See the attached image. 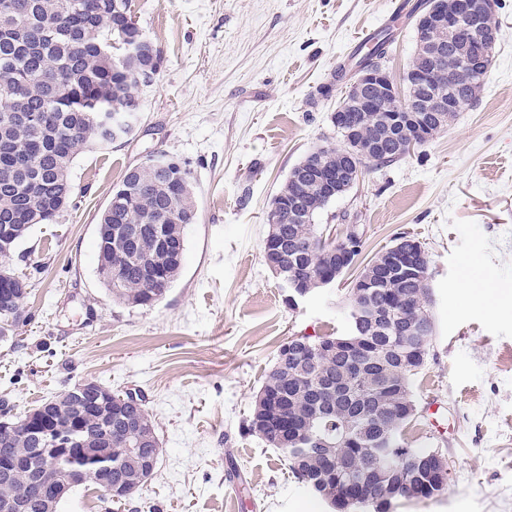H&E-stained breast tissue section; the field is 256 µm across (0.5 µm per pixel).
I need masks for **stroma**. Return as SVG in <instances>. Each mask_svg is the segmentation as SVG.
Here are the masks:
<instances>
[{
    "label": "stroma",
    "instance_id": "35a3bbf8",
    "mask_svg": "<svg viewBox=\"0 0 512 512\" xmlns=\"http://www.w3.org/2000/svg\"><path fill=\"white\" fill-rule=\"evenodd\" d=\"M400 2L133 0L161 70L137 88L133 133L75 158L67 207L9 261L31 288L0 345V399L21 416L83 380L137 390L162 451L125 504L79 487L60 512H332L246 421L281 344L346 331L348 281L288 305L263 240L291 169L342 144L331 115L346 84L332 77L349 47L391 28L385 66L402 79L416 35ZM498 21L479 102L403 160L368 167L317 218L359 225L365 256L405 232L430 259L436 335L412 379L421 422L407 435L447 458L448 490L390 512H512V0H499ZM328 82L331 96L318 95ZM156 153L188 163L196 218L166 297L130 307L98 281L96 226L124 172Z\"/></svg>",
    "mask_w": 512,
    "mask_h": 512
}]
</instances>
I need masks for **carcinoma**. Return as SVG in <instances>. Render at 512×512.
<instances>
[{"mask_svg":"<svg viewBox=\"0 0 512 512\" xmlns=\"http://www.w3.org/2000/svg\"><path fill=\"white\" fill-rule=\"evenodd\" d=\"M131 0H0V341L10 338L22 315L14 314V298L27 297L30 281L2 264L34 226L50 224L68 202L72 185L69 169L74 158L92 146L106 148L90 117L110 113L123 117L135 88L149 82L161 68L159 53L152 56L103 58L114 44L125 45L143 36L131 17ZM391 32L371 37L351 56L359 71L380 63L387 54ZM16 102L29 112L40 111L45 123L20 124L5 110ZM353 137L377 143L376 151L363 159L390 166L405 157L398 149L381 112H357ZM350 164L346 150L320 146L297 164L274 197L268 214L269 232L263 254L268 268L284 282L292 276L304 289L319 290L316 279L336 278V242L323 239L315 224L332 202L322 188L323 171ZM141 226L132 240L118 228L117 217ZM196 216L191 171L187 164L159 173L153 158L127 170L104 208L97 228V277L108 297L132 306L160 302L177 281L185 251L184 227ZM373 256L361 276L371 281L366 297L384 319L377 325L356 321L354 298L348 299L349 330L367 339L362 366L342 367L336 357L318 353L311 336H300L291 346L281 344L271 369L255 397L247 430L288 460L294 478L309 485L308 477L320 473L322 461L300 462L311 442L329 445L347 454L363 468L374 457L395 472L402 492L387 499L370 482L361 487L365 501L353 508L390 512L396 499L434 496L420 489L427 478L426 465L433 450L417 448L406 429L417 420L409 413L414 402L412 377L424 363L407 367L399 360L401 330L414 321V311H424L428 335H435L430 310L428 281L430 260L419 254L422 276L396 278ZM327 378L339 379L364 401L325 409L313 407L310 391ZM49 427L68 432L81 427L85 448L112 447V470L94 472L75 483L99 485L110 479L132 496L144 484L140 460L160 446L156 425L146 404L124 405L127 421L112 422V443L94 431V397L60 394L40 404ZM36 439L0 429V449L34 460V469L15 474L0 483V499L28 493L31 480L50 481L62 470L43 459ZM65 495H49L31 501L29 512H59Z\"/></svg>","mask_w":512,"mask_h":512,"instance_id":"obj_1","label":"carcinoma"}]
</instances>
